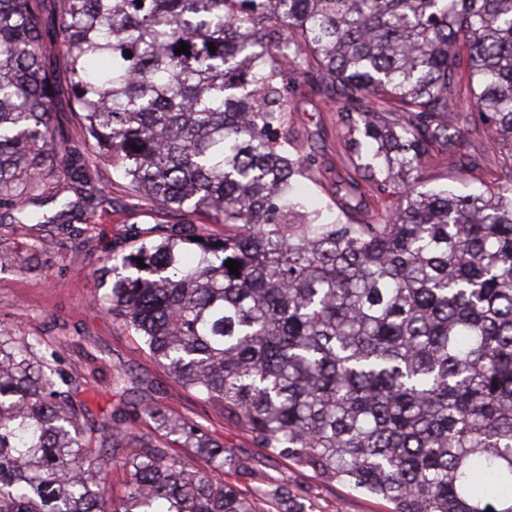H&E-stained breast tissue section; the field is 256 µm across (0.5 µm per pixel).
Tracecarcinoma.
<instances>
[{"label": "carcinoma", "instance_id": "1", "mask_svg": "<svg viewBox=\"0 0 512 512\" xmlns=\"http://www.w3.org/2000/svg\"><path fill=\"white\" fill-rule=\"evenodd\" d=\"M44 2L0 0V208L67 215L27 209L53 157L104 202L61 151V73L95 159L179 220L106 270L108 312L151 357L260 447L394 512H512V187L418 189L477 119L512 163V0H57L51 28ZM298 80L330 94L361 160L352 192L391 186L397 205L360 224L304 210ZM76 384L0 335V512H303L186 469L122 410L95 419ZM147 414L247 473L198 426ZM106 461L128 475L118 501Z\"/></svg>", "mask_w": 512, "mask_h": 512}]
</instances>
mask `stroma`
<instances>
[{
	"label": "stroma",
	"instance_id": "stroma-1",
	"mask_svg": "<svg viewBox=\"0 0 512 512\" xmlns=\"http://www.w3.org/2000/svg\"><path fill=\"white\" fill-rule=\"evenodd\" d=\"M290 103L288 119L294 135L303 150L317 159L310 177L300 182L301 192L321 207L335 208L356 174L345 137L338 131V116L326 95L304 84ZM460 149L479 155V167L458 170L449 165L446 148L435 149L424 162L421 190L452 185L466 193L512 182L497 142L484 132L471 134ZM89 175L112 203L84 209L77 230L57 224H17L8 216L0 217V330L9 331L16 342L37 341L55 353L59 368L80 384L78 400L86 402L95 416L102 418L116 409L138 411L133 431L158 438L162 432L144 410L160 406L202 428L249 468L245 475L230 469L212 471L195 449L169 445L172 458L188 468L210 471L213 480L248 495L258 489L288 488L305 512H392L386 500L326 482L288 458L260 448L246 431L175 381L133 330L106 313L105 291L98 286L103 267L111 265L114 254L134 247L137 235L154 229L163 217L151 202L132 196L110 167L98 165ZM27 196L50 214L79 199L59 172L28 188Z\"/></svg>",
	"mask_w": 512,
	"mask_h": 512
}]
</instances>
